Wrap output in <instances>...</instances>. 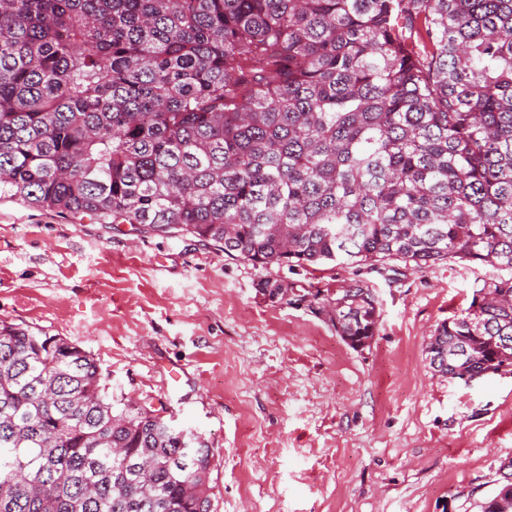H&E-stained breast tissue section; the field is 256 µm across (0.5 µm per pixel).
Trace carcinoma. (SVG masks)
Masks as SVG:
<instances>
[{
    "instance_id": "1",
    "label": "carcinoma",
    "mask_w": 512,
    "mask_h": 512,
    "mask_svg": "<svg viewBox=\"0 0 512 512\" xmlns=\"http://www.w3.org/2000/svg\"><path fill=\"white\" fill-rule=\"evenodd\" d=\"M253 266H489L430 368L512 367V0H0V197ZM331 322L375 336L377 301ZM213 451L0 322V512H197Z\"/></svg>"
}]
</instances>
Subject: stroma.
<instances>
[{
	"label": "stroma",
	"mask_w": 512,
	"mask_h": 512,
	"mask_svg": "<svg viewBox=\"0 0 512 512\" xmlns=\"http://www.w3.org/2000/svg\"><path fill=\"white\" fill-rule=\"evenodd\" d=\"M489 273L261 269L176 231L0 199V321L78 345L115 402L151 403L201 435L211 512H478L512 458V374L443 377L426 346ZM263 279L290 301L265 300ZM354 280L380 314L361 351L318 311Z\"/></svg>",
	"instance_id": "stroma-1"
}]
</instances>
